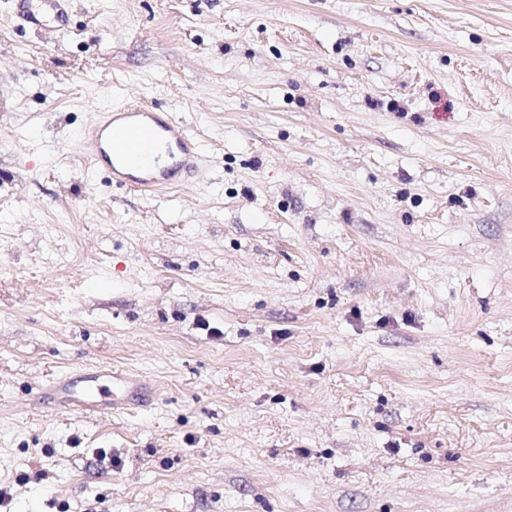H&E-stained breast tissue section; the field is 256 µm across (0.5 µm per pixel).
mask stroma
<instances>
[{
    "label": "stroma",
    "instance_id": "obj_1",
    "mask_svg": "<svg viewBox=\"0 0 512 512\" xmlns=\"http://www.w3.org/2000/svg\"><path fill=\"white\" fill-rule=\"evenodd\" d=\"M201 144L144 192L113 108ZM153 388L91 416L42 386ZM0 512H512V0H0ZM16 2V14L24 21L40 25V20L37 15L39 11L45 10L47 12H52L54 18L58 22H64L65 9L63 6L67 0H37L36 2H39L37 8L32 6L34 0H16ZM161 112L140 105H128L112 113V118L95 127L88 142L93 162L112 152L107 172L118 184H127V169H145V176L134 181L137 188L155 190L170 182L172 174L195 171L199 156L197 139L183 127L163 119ZM163 140L166 160L146 166L144 145L151 140Z\"/></svg>",
    "mask_w": 512,
    "mask_h": 512
}]
</instances>
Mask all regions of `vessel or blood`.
<instances>
[{
  "instance_id": "b4317fda",
  "label": "vessel or blood",
  "mask_w": 512,
  "mask_h": 512,
  "mask_svg": "<svg viewBox=\"0 0 512 512\" xmlns=\"http://www.w3.org/2000/svg\"><path fill=\"white\" fill-rule=\"evenodd\" d=\"M17 15L37 22L39 11L53 13L64 21L66 0H16ZM92 161L111 157L107 172L118 184H126L127 171L143 169L136 180L139 188L156 189L167 184L172 174L195 171L199 156L197 139L183 127L163 119L155 109L129 105L114 111L109 121L95 127L88 142ZM48 394L53 410L62 412L78 405L93 414H101L119 405L146 399L147 385L128 373L107 366L88 370L81 379L67 377L50 383Z\"/></svg>"
}]
</instances>
